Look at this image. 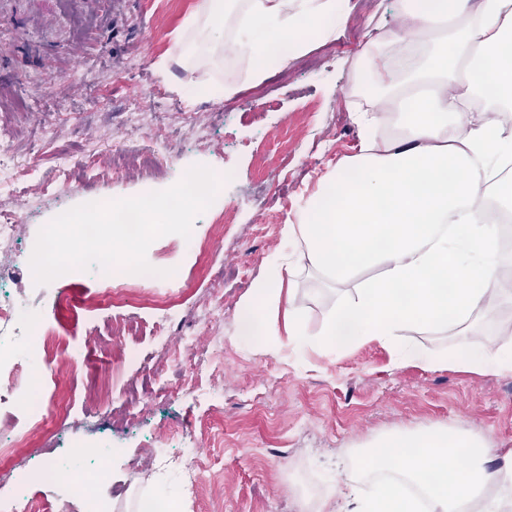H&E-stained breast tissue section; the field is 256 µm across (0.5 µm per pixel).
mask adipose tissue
Wrapping results in <instances>:
<instances>
[{
  "instance_id": "1",
  "label": "adipose tissue",
  "mask_w": 512,
  "mask_h": 512,
  "mask_svg": "<svg viewBox=\"0 0 512 512\" xmlns=\"http://www.w3.org/2000/svg\"><path fill=\"white\" fill-rule=\"evenodd\" d=\"M238 35L224 37L229 5ZM347 0H197L184 33L205 47L248 58L254 82L335 36ZM453 20L452 32L439 28ZM377 104L357 113L361 150L338 162L283 237L298 262L281 256L255 280L240 310L248 335L268 349L305 334L295 281L312 270L337 299L315 341L336 349L375 340L410 349L413 329H459L454 354L423 364L512 373V352L473 354V315L512 304L500 286L499 225L484 202L512 213V0H410L386 42L362 53ZM382 470L370 491L337 472L316 512H512V448H492L448 427L399 430L373 440L356 470Z\"/></svg>"
}]
</instances>
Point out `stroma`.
Segmentation results:
<instances>
[{
  "label": "stroma",
  "instance_id": "obj_1",
  "mask_svg": "<svg viewBox=\"0 0 512 512\" xmlns=\"http://www.w3.org/2000/svg\"><path fill=\"white\" fill-rule=\"evenodd\" d=\"M195 2L0 0V150L30 156L28 168L12 165L0 174V209L14 208L39 182L29 234L38 235L61 207L161 191L196 165L232 172L191 233L202 242L219 239L218 250L197 256L175 234L150 245L148 263L179 276L151 288L150 304L98 309L108 279L93 268L39 285L24 262L0 287L1 301L22 296L48 310L67 347L66 363L40 370L31 395H0V423L21 419L32 395L54 417L72 399L75 418L59 435L13 433V457H0V512H28L42 499L54 512H135L142 498L160 490L174 495L173 512H297L298 499L315 504L337 469L385 433L448 426L490 447L512 448L511 373L431 370L414 359L396 368L390 351L375 342L273 353L238 331L253 281L289 251L281 234L286 216L316 190L328 162L360 149L345 90L356 77L369 20L389 32L401 0H349L348 19L334 39L272 68L259 83L248 69L226 68L204 54L190 68L172 65L185 86L221 81L235 93L222 101L199 96L191 105L168 96L181 110L166 119L156 111L154 90L165 82L155 64L168 58ZM46 77L53 92L42 84ZM19 96L26 111L10 106ZM134 102L141 130L128 148L163 125L171 159L164 168L117 176L100 161L111 155ZM205 119L211 129L202 141L193 127ZM46 121L57 132L44 141L38 130ZM64 158L74 164V190L65 195L56 182ZM226 212L232 222L219 225ZM299 296L307 332L318 334L334 296L308 276ZM210 308L216 318L202 325ZM104 377L113 381L110 405L122 403L124 385L136 384L135 429L106 428L108 405L83 400L84 390ZM191 380L196 393L179 394ZM102 441L114 448L105 463L110 476L93 497L77 496L71 482L85 478L93 462L73 447ZM189 443L203 474L196 493L172 472L141 471L144 449L176 455ZM52 465L61 470L53 482L31 479Z\"/></svg>",
  "mask_w": 512,
  "mask_h": 512
}]
</instances>
